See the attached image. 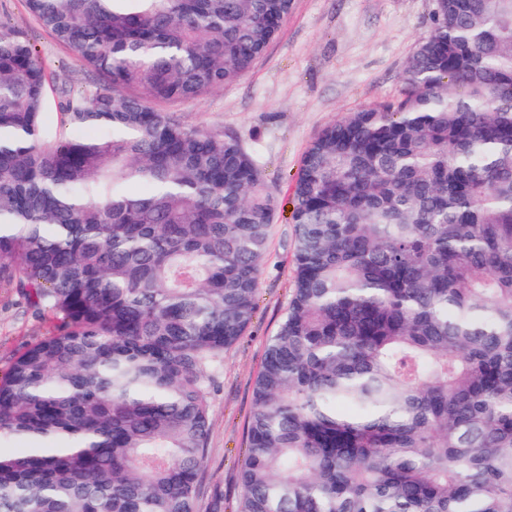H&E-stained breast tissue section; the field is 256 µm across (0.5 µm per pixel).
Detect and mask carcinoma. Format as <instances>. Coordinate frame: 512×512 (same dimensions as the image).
Instances as JSON below:
<instances>
[{
  "label": "carcinoma",
  "instance_id": "1",
  "mask_svg": "<svg viewBox=\"0 0 512 512\" xmlns=\"http://www.w3.org/2000/svg\"><path fill=\"white\" fill-rule=\"evenodd\" d=\"M24 2L97 80L49 124L0 21V281L60 319L0 380V512H196L278 202L157 105L247 74L291 0ZM401 84L302 158L236 512H512V0H435Z\"/></svg>",
  "mask_w": 512,
  "mask_h": 512
}]
</instances>
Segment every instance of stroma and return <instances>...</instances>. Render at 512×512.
I'll return each mask as SVG.
<instances>
[{
	"label": "stroma",
	"mask_w": 512,
	"mask_h": 512,
	"mask_svg": "<svg viewBox=\"0 0 512 512\" xmlns=\"http://www.w3.org/2000/svg\"><path fill=\"white\" fill-rule=\"evenodd\" d=\"M434 6L435 0H292L277 37L246 76L166 106L183 123L238 135L278 200L255 315L225 350L206 390L210 430L198 512H210L214 490L224 493V512H235L241 496L254 381L292 295V184L303 155L325 126L399 95L403 69L430 32ZM0 20L36 46L49 84H84L86 71L33 22L24 0H0ZM57 325L54 315L34 313L13 284L0 281V378L27 347L56 334Z\"/></svg>",
	"instance_id": "1"
}]
</instances>
